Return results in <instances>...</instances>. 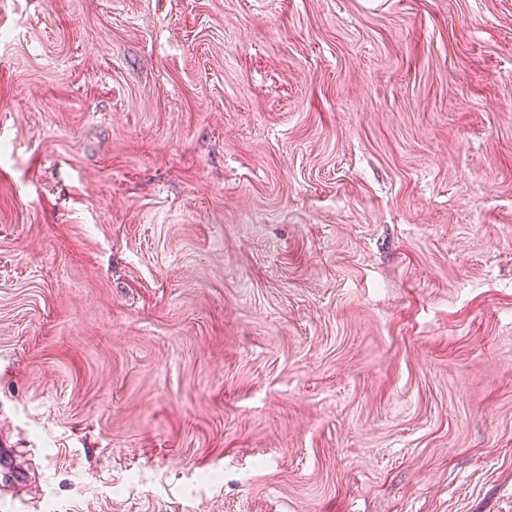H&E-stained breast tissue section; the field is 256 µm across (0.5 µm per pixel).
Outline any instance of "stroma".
<instances>
[{"mask_svg":"<svg viewBox=\"0 0 512 512\" xmlns=\"http://www.w3.org/2000/svg\"><path fill=\"white\" fill-rule=\"evenodd\" d=\"M0 512H512V0H0Z\"/></svg>","mask_w":512,"mask_h":512,"instance_id":"stroma-1","label":"stroma"}]
</instances>
